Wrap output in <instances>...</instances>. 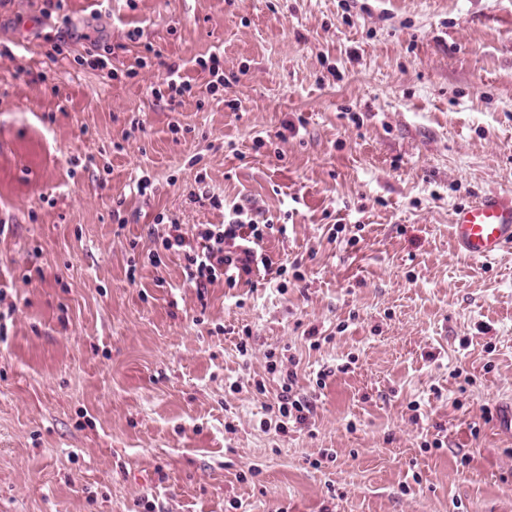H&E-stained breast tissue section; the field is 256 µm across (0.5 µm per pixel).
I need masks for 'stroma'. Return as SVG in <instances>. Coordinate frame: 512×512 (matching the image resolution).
Segmentation results:
<instances>
[{
  "instance_id": "35a3bbf8",
  "label": "stroma",
  "mask_w": 512,
  "mask_h": 512,
  "mask_svg": "<svg viewBox=\"0 0 512 512\" xmlns=\"http://www.w3.org/2000/svg\"><path fill=\"white\" fill-rule=\"evenodd\" d=\"M47 9L0 7V512H512V249L450 229L512 196V0H67L54 59ZM235 204L284 276L149 263ZM165 77L162 79L161 85L166 86V92L170 105H180L181 100L185 94H190L192 91V85L187 77L182 76L179 71V67L166 66ZM451 228L458 254L490 260L512 246V198L486 194L457 209ZM273 362L269 361V370L273 374L280 373L281 392L276 397L277 401L274 405H269L268 409L274 410L276 408L275 412L277 411L280 417L279 431L285 432L290 421L299 425L306 424L309 415L313 413V407L308 401L293 392L297 382V372L289 368L278 370L277 364Z\"/></svg>"
}]
</instances>
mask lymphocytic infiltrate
Wrapping results in <instances>:
<instances>
[{
  "label": "lymphocytic infiltrate",
  "mask_w": 512,
  "mask_h": 512,
  "mask_svg": "<svg viewBox=\"0 0 512 512\" xmlns=\"http://www.w3.org/2000/svg\"><path fill=\"white\" fill-rule=\"evenodd\" d=\"M264 230L244 207H233L227 222L196 225L194 233H186L181 225L171 224L155 232V247L147 258L157 265L165 253L177 252L186 282L204 290L216 283L237 288L250 284L255 268L272 271L270 255L259 252L258 245ZM296 371L286 368L280 372L281 392L275 403L280 417V430L289 423L306 424L313 412L312 405L294 392Z\"/></svg>",
  "instance_id": "f902f5d3"
}]
</instances>
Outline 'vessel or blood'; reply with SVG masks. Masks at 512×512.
Returning <instances> with one entry per match:
<instances>
[{
  "mask_svg": "<svg viewBox=\"0 0 512 512\" xmlns=\"http://www.w3.org/2000/svg\"><path fill=\"white\" fill-rule=\"evenodd\" d=\"M452 235L458 254L491 259L512 246V198L496 193L456 210Z\"/></svg>",
  "mask_w": 512,
  "mask_h": 512,
  "instance_id": "obj_1",
  "label": "vessel or blood"
}]
</instances>
